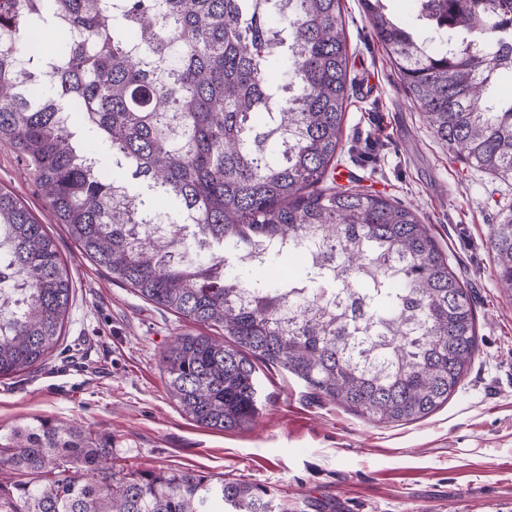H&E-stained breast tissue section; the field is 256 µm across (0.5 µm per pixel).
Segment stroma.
I'll list each match as a JSON object with an SVG mask.
<instances>
[{
  "instance_id": "obj_1",
  "label": "stroma",
  "mask_w": 512,
  "mask_h": 512,
  "mask_svg": "<svg viewBox=\"0 0 512 512\" xmlns=\"http://www.w3.org/2000/svg\"><path fill=\"white\" fill-rule=\"evenodd\" d=\"M350 92L337 187L358 184L414 209L470 288L479 336L459 389L428 417L378 423L258 363L261 409L233 432L195 423L171 398L161 357L200 326L144 301L85 258L32 173L0 143V188L52 236L74 286L64 334L39 367L0 378V430L46 417L112 437L119 466L189 467L264 485L284 512H512V295L495 279L490 232L512 184L442 146L371 33L342 0Z\"/></svg>"
}]
</instances>
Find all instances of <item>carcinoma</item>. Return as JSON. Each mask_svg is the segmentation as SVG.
Returning <instances> with one entry per match:
<instances>
[{"label": "carcinoma", "instance_id": "obj_1", "mask_svg": "<svg viewBox=\"0 0 512 512\" xmlns=\"http://www.w3.org/2000/svg\"><path fill=\"white\" fill-rule=\"evenodd\" d=\"M342 0H0V141L84 257L232 343L179 336L167 389L220 431L258 413L253 360L377 422L448 402L478 349L468 288L412 208L326 184L342 150ZM439 142L512 181V0H360ZM68 34L30 70L32 32ZM282 70L273 85L268 70ZM112 152L107 175L89 151ZM147 184L131 188L126 173ZM0 377L58 344L72 284L53 240L0 190ZM512 293V208L493 225ZM268 490L189 467H116L112 436L48 418L0 433V512H274Z\"/></svg>", "mask_w": 512, "mask_h": 512}]
</instances>
